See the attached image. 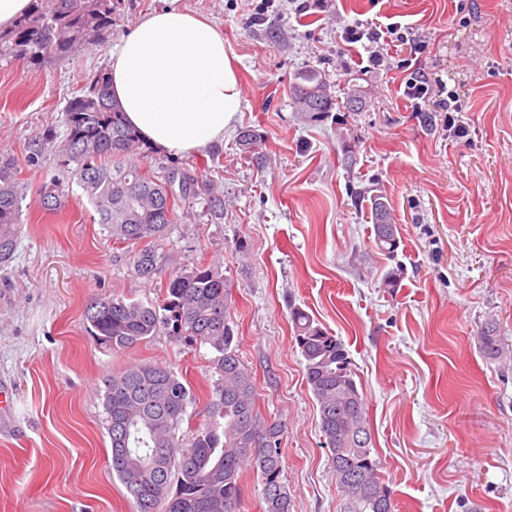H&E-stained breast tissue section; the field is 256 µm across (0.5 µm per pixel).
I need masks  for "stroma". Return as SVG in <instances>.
Instances as JSON below:
<instances>
[{
	"instance_id": "1",
	"label": "stroma",
	"mask_w": 512,
	"mask_h": 512,
	"mask_svg": "<svg viewBox=\"0 0 512 512\" xmlns=\"http://www.w3.org/2000/svg\"><path fill=\"white\" fill-rule=\"evenodd\" d=\"M122 0L112 32L75 55L33 61L0 54V160L12 159L23 196L13 261L0 269V388L13 390L0 418V512H134L108 463L100 389L127 366L152 361L187 379L198 398L180 439L206 421L215 379L211 354L168 333L126 351L100 347L84 317L90 298L159 303L169 277L133 276L130 248L113 243L76 181L53 213L40 187L57 173L34 140L63 136L64 108L91 74L109 69L134 23L176 7L215 24L239 78L241 110L223 143L142 167L195 174L223 193L212 220L203 199L178 211L166 243L180 265L207 260L232 283L230 317L267 418L285 420L282 461L291 512H350L323 446L316 402L294 341L290 306L345 343L362 386L374 446L396 512H512V0H333L296 12L278 0ZM370 19L412 27L422 53L342 38ZM440 75L463 110L466 137L443 113L415 111L403 94L408 69ZM317 70L338 99L323 121L292 102L301 71ZM255 130L252 152L236 142ZM354 144L357 163L341 164ZM387 196L399 246L372 248L367 205L350 188ZM401 268L399 288H382ZM494 326L499 358L480 349Z\"/></svg>"
}]
</instances>
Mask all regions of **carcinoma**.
Masks as SVG:
<instances>
[{"mask_svg": "<svg viewBox=\"0 0 512 512\" xmlns=\"http://www.w3.org/2000/svg\"><path fill=\"white\" fill-rule=\"evenodd\" d=\"M121 0H32L30 11L8 30H0V49L33 61L69 56L96 46L112 30ZM293 95L301 111L318 121L336 98L315 71L300 76ZM66 133L60 142L48 135L31 147L28 161L54 149L63 171L77 179L102 224L116 243L136 246L132 273L150 280L174 263L164 251L176 210L198 196L196 176L171 168L164 179L142 171L131 158L146 153L144 140L110 98L108 76H89L64 110ZM18 171L0 163V264L17 246L21 214ZM181 188L172 193L174 182ZM44 205H61V183L41 187ZM355 202H368L373 246L394 255L397 225L391 223L386 195L352 189ZM231 281L201 259L176 267L154 305L121 297L92 298L84 317L99 345L132 349L166 330L169 335L205 346L217 374L206 405L208 422L194 430L191 442L178 432L187 407L196 401L191 385L168 366L144 361L104 379V423L110 441L112 475L134 501L136 512H242L244 473L252 470L261 485L260 512H291L284 482L282 443L287 425L264 417L252 372L237 352L231 325ZM294 340L305 364V379L316 401L323 445L336 485L353 512H395V503L379 474L363 391L344 342L300 307H291ZM484 354L495 359L500 337L481 331Z\"/></svg>", "mask_w": 512, "mask_h": 512, "instance_id": "obj_1", "label": "carcinoma"}]
</instances>
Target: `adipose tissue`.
Masks as SVG:
<instances>
[{"label":"adipose tissue","mask_w":512,"mask_h":512,"mask_svg":"<svg viewBox=\"0 0 512 512\" xmlns=\"http://www.w3.org/2000/svg\"><path fill=\"white\" fill-rule=\"evenodd\" d=\"M109 80L127 123L160 152L223 142L241 109L223 33L175 7L134 24L112 55Z\"/></svg>","instance_id":"adipose-tissue-1"}]
</instances>
